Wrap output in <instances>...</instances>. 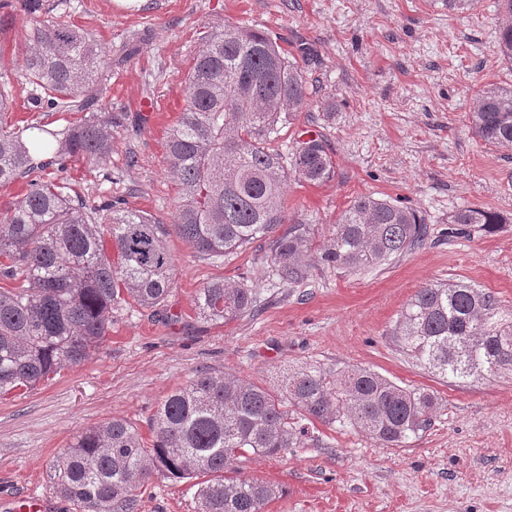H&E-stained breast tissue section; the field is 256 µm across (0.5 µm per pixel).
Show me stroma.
I'll use <instances>...</instances> for the list:
<instances>
[{"label":"stroma","instance_id":"obj_1","mask_svg":"<svg viewBox=\"0 0 512 512\" xmlns=\"http://www.w3.org/2000/svg\"><path fill=\"white\" fill-rule=\"evenodd\" d=\"M72 22L106 52L98 104L123 112L112 156L75 163L71 176L90 202L120 198L127 208L170 220L178 201L163 134L184 106L183 87L202 37L224 24L276 36L289 57L312 47L306 64L310 110L282 125L288 150L300 134L322 136L332 179H289L284 205L323 244L338 215L362 195L400 202L424 219L415 250L357 273L312 266L299 285L281 284L265 243L204 260L177 235L168 246L175 284L167 316L135 304L112 310L102 350L31 391L0 397V512L35 495L70 512L48 463L85 428L113 419L148 421L162 398L200 372H224L265 386L280 372L313 364L358 365L437 398L430 428L400 448L364 433L318 424L300 447L238 462V476L282 488L264 512H512V374L450 383L416 365L393 333L422 286L464 281L512 308V149L471 130L476 91L512 83L497 48V0L453 10L423 0H66ZM17 14L0 35V90L8 123L61 129L78 112L34 111L24 75L25 36ZM155 106L141 110L143 100ZM332 110L323 111L322 101ZM136 156L137 166L127 164ZM481 207L504 216L493 230L455 227L451 215ZM221 279L257 288L255 311L229 324H203L194 298ZM140 512H196L188 482L153 476Z\"/></svg>","mask_w":512,"mask_h":512}]
</instances>
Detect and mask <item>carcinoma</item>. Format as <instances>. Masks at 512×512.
Listing matches in <instances>:
<instances>
[{
    "instance_id": "cac0c4a2",
    "label": "carcinoma",
    "mask_w": 512,
    "mask_h": 512,
    "mask_svg": "<svg viewBox=\"0 0 512 512\" xmlns=\"http://www.w3.org/2000/svg\"><path fill=\"white\" fill-rule=\"evenodd\" d=\"M498 52L512 63V0H500ZM35 24L24 67L38 91L35 108L89 111L63 131L4 123L0 92V187L27 180V192L0 216V395L35 388L50 375L97 355L112 325V305L127 297L167 313L174 285L169 229L203 259H220L256 241L269 243L276 275L298 285L313 264L357 272L422 245L428 227L406 206L356 198L312 251L306 223L287 218L288 176L322 183L334 163L322 136L298 138L288 153L271 146L277 125L310 105L298 62L268 33L232 24L202 38L183 88L185 106L164 137L180 204L167 225L119 201L89 203L66 173L75 162L112 155L124 115L93 110L105 52L67 12L38 20L42 0H22ZM475 135L512 148V85L477 93ZM57 169L55 181L42 178ZM453 224L490 228L502 216L465 207ZM257 292L213 280L195 310L205 323H230L255 309ZM395 341L417 365L443 379L466 381L512 372V309L467 283L430 284L410 298ZM436 398L358 365L335 371L293 370L279 388L201 372L165 396L153 415L150 445L138 428L112 419L84 429L49 461L57 493L77 512H138L139 489L153 474L192 482L196 512H263L282 488L262 480L224 482V470L248 456L297 448L317 422L362 431L398 448L431 426Z\"/></svg>"
}]
</instances>
